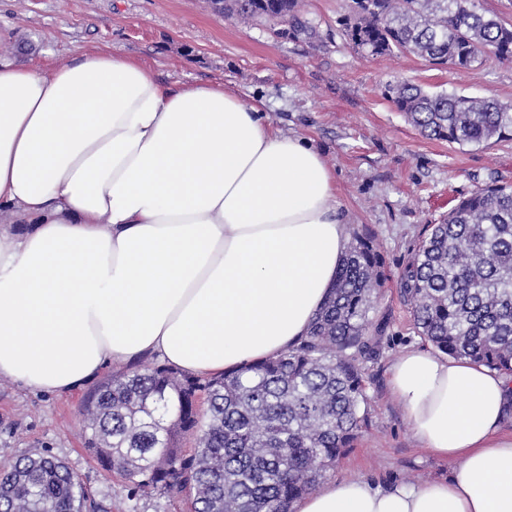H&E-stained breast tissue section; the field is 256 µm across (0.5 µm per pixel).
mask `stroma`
Here are the masks:
<instances>
[{"mask_svg":"<svg viewBox=\"0 0 512 512\" xmlns=\"http://www.w3.org/2000/svg\"><path fill=\"white\" fill-rule=\"evenodd\" d=\"M347 0H302L315 36H281L265 23L215 14L206 0H0V59L44 72L90 49L121 51L178 87L215 82L258 105L274 129L319 149L336 178V208L347 228L376 234L385 271L376 315L386 319L380 357L367 369L369 421L332 479L377 485L419 484L448 476L452 465L413 437L390 388V367L422 345L395 279L427 225L491 183L512 186V140L461 147L423 137L383 94L409 80L431 92L512 102V61L487 59L458 72L420 57L368 58L336 23ZM86 384L55 395L0 377V462L24 454L64 460L106 512H192L185 496L130 494L85 444Z\"/></svg>","mask_w":512,"mask_h":512,"instance_id":"obj_1","label":"stroma"}]
</instances>
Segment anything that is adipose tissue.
<instances>
[{"label":"adipose tissue","mask_w":512,"mask_h":512,"mask_svg":"<svg viewBox=\"0 0 512 512\" xmlns=\"http://www.w3.org/2000/svg\"><path fill=\"white\" fill-rule=\"evenodd\" d=\"M305 138L219 83L176 88L115 50L51 73L0 60V375L65 393L151 355L211 376L306 336L348 249ZM391 386L450 476L337 479L295 512H512V378L413 348Z\"/></svg>","instance_id":"obj_1"}]
</instances>
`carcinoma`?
Wrapping results in <instances>:
<instances>
[{"label":"carcinoma","instance_id":"carcinoma-1","mask_svg":"<svg viewBox=\"0 0 512 512\" xmlns=\"http://www.w3.org/2000/svg\"><path fill=\"white\" fill-rule=\"evenodd\" d=\"M228 19L313 33L299 0H211ZM339 25L372 58L413 54L475 70L512 60V25L474 0H349ZM385 96L422 135L461 146L512 139V104L402 82ZM386 280L374 233L352 235L308 334L276 357L211 378L166 365L115 375L84 401L86 446L132 494H187L193 512H292L366 425L365 366L388 327L369 312ZM413 325L435 350L512 375V187L462 199L413 246L399 278ZM197 437L185 455L181 442ZM88 494L62 460L0 464V512H82Z\"/></svg>","mask_w":512,"mask_h":512}]
</instances>
